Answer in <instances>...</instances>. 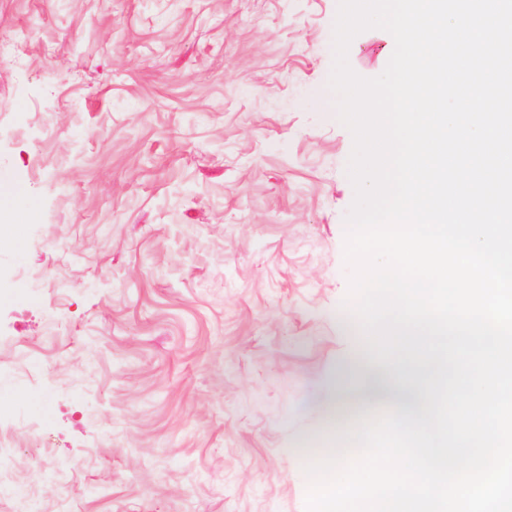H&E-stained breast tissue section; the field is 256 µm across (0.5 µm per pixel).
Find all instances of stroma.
I'll return each instance as SVG.
<instances>
[{
	"label": "stroma",
	"instance_id": "obj_1",
	"mask_svg": "<svg viewBox=\"0 0 512 512\" xmlns=\"http://www.w3.org/2000/svg\"><path fill=\"white\" fill-rule=\"evenodd\" d=\"M338 0H0V386L61 461L44 512H305L352 348ZM395 43L350 44L361 76ZM80 391L81 403L71 394Z\"/></svg>",
	"mask_w": 512,
	"mask_h": 512
}]
</instances>
